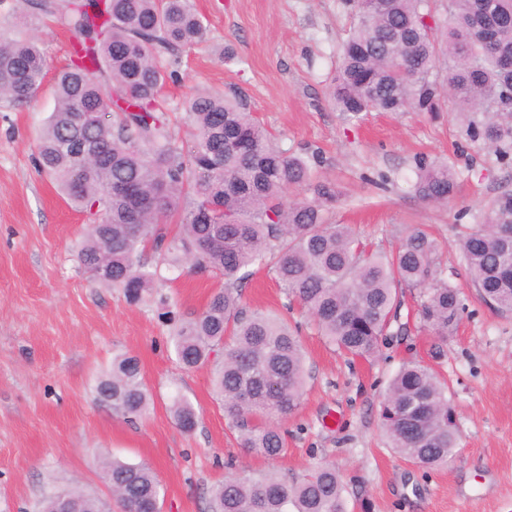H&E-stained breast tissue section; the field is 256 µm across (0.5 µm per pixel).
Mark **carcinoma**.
Here are the masks:
<instances>
[{
	"mask_svg": "<svg viewBox=\"0 0 512 512\" xmlns=\"http://www.w3.org/2000/svg\"><path fill=\"white\" fill-rule=\"evenodd\" d=\"M27 19L0 32V100L29 103L46 77L38 15L60 12L78 40L74 58L54 75L55 109L36 143L40 171L93 217L78 253L95 283L137 305L162 280L161 267L212 275L224 285L196 316L175 321L171 340L186 369L212 364V385L240 445L267 459L285 452L280 422L306 388L298 331L242 303L256 266L272 272L287 304L312 317L317 334L351 359L379 355L394 335L406 291L413 314L434 333L433 350L457 329L460 290L437 265L436 240L407 229L391 254L374 251L347 224L331 221L342 200L334 181L309 161L276 146L253 112L234 97L193 88L183 100L190 143L173 131L162 96L168 65L206 41L191 0H25ZM353 24L336 48L328 95L336 109L434 112L440 98L458 109L467 139L505 158L512 151V0H352ZM445 71L444 84L437 75ZM94 143L101 157L80 163L75 147ZM309 197L288 202L289 189ZM456 188L446 164L418 162L415 189L445 204ZM512 194L497 198L458 241L483 300L512 315ZM153 251L160 262L151 264ZM98 400L127 418L150 404L139 360L121 354L99 378ZM179 427L197 424L194 407L172 399ZM380 425L391 448L419 466L446 467L459 434L448 387L436 371L406 363L390 380ZM105 481L123 512H147L162 486L146 463L104 460ZM71 512H110L77 487L64 492ZM209 512H346L339 472L320 463L291 480L275 472L231 477L211 491Z\"/></svg>",
	"mask_w": 512,
	"mask_h": 512,
	"instance_id": "1",
	"label": "carcinoma"
}]
</instances>
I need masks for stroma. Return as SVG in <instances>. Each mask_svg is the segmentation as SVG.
I'll return each mask as SVG.
<instances>
[{
  "label": "stroma",
  "mask_w": 512,
  "mask_h": 512,
  "mask_svg": "<svg viewBox=\"0 0 512 512\" xmlns=\"http://www.w3.org/2000/svg\"><path fill=\"white\" fill-rule=\"evenodd\" d=\"M206 43L187 50L165 93L174 109L195 87L238 94L282 149L315 156L318 175L344 193L337 223L374 248L394 249L408 227L429 226L438 261L463 291L465 310L441 358L431 332L409 318L371 360H349L286 311L273 274L249 277L246 304L303 325L308 373L297 411L283 420L288 450L270 460L241 448L213 394L209 366L183 368L159 318L161 302L187 318L221 281L183 276L132 306L94 284L78 261L89 219L35 161V140L55 107L42 88L22 108L0 102V512H40L45 496L72 486L111 495L98 461L148 463L164 495L162 512H208L225 477L274 471L292 478L321 462L336 465L347 512H512V315L486 305L457 243L487 206L512 193V155L500 159L466 139L448 101L434 113L364 112L345 119L330 102L336 47L351 22L348 0H195ZM47 73L69 62L74 35L57 18L41 24ZM448 163L457 174L445 205L414 191L416 164ZM138 357L150 395L145 415L127 421L96 399L101 375L120 354ZM417 359L448 382L457 411L455 462L426 469L388 448L379 421L385 389L403 361ZM198 414L182 431L175 394Z\"/></svg>",
  "instance_id": "stroma-1"
}]
</instances>
